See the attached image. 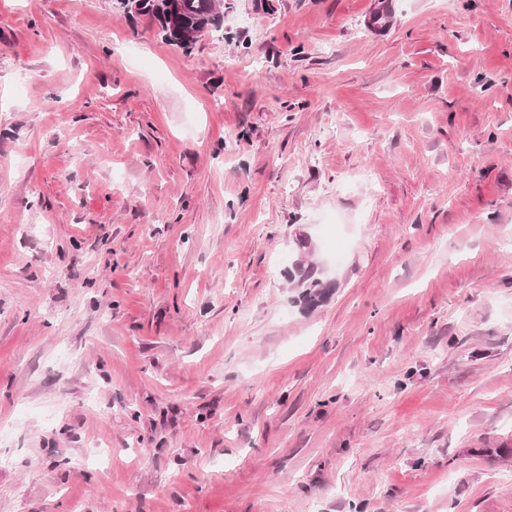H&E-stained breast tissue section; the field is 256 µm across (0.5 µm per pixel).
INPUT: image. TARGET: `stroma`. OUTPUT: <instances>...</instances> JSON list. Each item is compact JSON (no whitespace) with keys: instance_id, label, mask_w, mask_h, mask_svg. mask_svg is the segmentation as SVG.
Segmentation results:
<instances>
[{"instance_id":"stroma-1","label":"stroma","mask_w":512,"mask_h":512,"mask_svg":"<svg viewBox=\"0 0 512 512\" xmlns=\"http://www.w3.org/2000/svg\"><path fill=\"white\" fill-rule=\"evenodd\" d=\"M223 3L0 0V512H512V0ZM124 6L129 11H136L139 5V12L144 14H151L156 17L160 22L162 32L165 39L173 41V37L178 33L183 35L194 36V32L202 30L199 27L201 21L209 22L207 30L211 26H216L221 20V16L216 11V0H176L177 8L173 10L174 1L167 0L171 3L169 9L173 10L171 18L168 21L170 29L173 30V35H168L166 22L161 15V0H123ZM140 2V3H139ZM299 276L300 284H306L305 289L300 293L299 298L305 305H314L321 302L327 295L326 288H319V282L315 278V267L313 265H304L297 263L295 265Z\"/></svg>"}]
</instances>
